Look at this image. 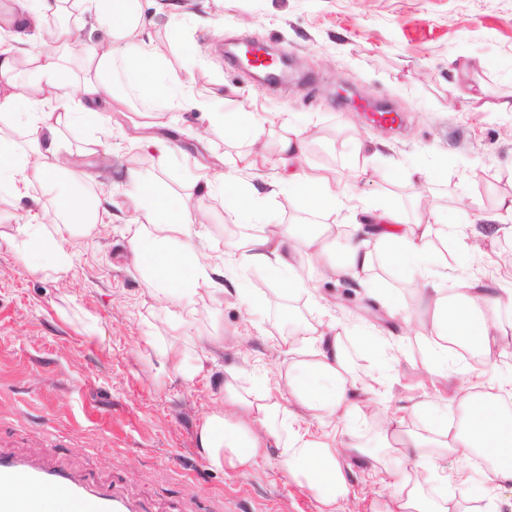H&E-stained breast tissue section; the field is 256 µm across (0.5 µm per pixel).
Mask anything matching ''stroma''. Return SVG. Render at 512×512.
I'll list each match as a JSON object with an SVG mask.
<instances>
[{
  "label": "stroma",
  "instance_id": "35a3bbf8",
  "mask_svg": "<svg viewBox=\"0 0 512 512\" xmlns=\"http://www.w3.org/2000/svg\"><path fill=\"white\" fill-rule=\"evenodd\" d=\"M144 32L165 44L172 65L189 62L197 85L224 95L225 111L244 102L258 114L287 113L308 129L312 143L303 165L334 170L357 195L392 192L408 204L400 181L406 170L426 162L439 169L437 195L475 199L493 206L494 189H512L503 171L512 163V113L490 111L512 97V0H224V18L211 23L206 0H191L190 19L169 35L164 16L145 0ZM253 38L274 56L297 62L310 85L289 83L279 90L257 84L246 70L224 59V47ZM482 83L484 109L450 101L454 85ZM346 85L361 102H382L401 113L396 129L366 120L357 106L336 96ZM203 112H112L101 127L67 132L70 161L106 184L126 169L154 176L167 190L189 197L209 213L203 232L207 252L225 257L224 202L197 184L200 168L228 169L244 151L242 143L207 127ZM97 138L108 152L86 154L84 140ZM170 148L160 157L150 139ZM130 198L112 194V222L102 233L71 239L77 255L64 274L35 272L10 244L19 215L54 208L52 196L32 184L19 203L0 207V451L63 462L67 472L123 497L135 512H318L312 490L299 486L276 460L245 471L211 467L197 445L206 412L220 406L226 368L249 362L276 375L288 333L284 315L293 304L308 320L321 309L308 297L285 301L274 292L268 272L250 269L247 285L264 299L265 314L251 326L233 295L188 314L190 336H220L224 349L194 382L163 369L155 348L170 342L172 309L152 299L128 247ZM512 253L503 233L488 255L463 269L484 287L504 278L501 260ZM322 293L347 296L336 317L347 325L369 323L384 311L361 287L314 272ZM96 324L97 334L86 331ZM400 348L381 365L356 338L348 347L357 373L374 399L344 437L372 443L376 422L419 401L445 404L449 422L462 373L459 361L446 374H427L426 348L417 325L396 323ZM345 465L354 488L337 512H365L380 490L367 466Z\"/></svg>",
  "mask_w": 512,
  "mask_h": 512
}]
</instances>
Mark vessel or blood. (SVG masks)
Masks as SVG:
<instances>
[{"label": "vessel or blood", "mask_w": 512, "mask_h": 512, "mask_svg": "<svg viewBox=\"0 0 512 512\" xmlns=\"http://www.w3.org/2000/svg\"><path fill=\"white\" fill-rule=\"evenodd\" d=\"M19 485L49 489L69 503L71 512H131L129 503L123 498L93 488L63 470L34 459L0 454V512H41L40 500L17 502L12 490Z\"/></svg>", "instance_id": "obj_1"}]
</instances>
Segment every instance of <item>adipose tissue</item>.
I'll use <instances>...</instances> for the list:
<instances>
[{"mask_svg":"<svg viewBox=\"0 0 512 512\" xmlns=\"http://www.w3.org/2000/svg\"><path fill=\"white\" fill-rule=\"evenodd\" d=\"M63 2L0 0V33L9 35L0 40V123L24 125L29 135L23 150L0 135V201L26 196L35 182L55 199L52 221L33 214L17 226L11 244L20 257L39 261L45 270L68 272L76 259L70 239L112 221L87 175L61 156L65 130L105 123L107 111L127 108L135 97L162 102L168 112L210 113L214 128L232 126L236 137L248 143L239 157L243 168H255L270 151L289 167L288 178L274 187L295 195L315 221L272 223L260 190L250 188L224 206L228 223L248 226L249 232L231 242L227 259L217 266L200 245L202 224L189 200L170 194L145 173L122 172L118 183L130 195L128 221L135 226L129 248L149 295L180 312L177 327H185V313L200 301H222L228 289L249 316L259 315L260 304L243 281L252 267L270 271L279 294L291 298L316 295L302 267H326L330 275L357 286L375 285L389 318L410 322L406 301L378 285L375 265L381 260L422 285L420 335L429 356L427 373L447 372L450 343L464 344L481 357L484 391L472 393L467 385L458 389L465 416L459 430L450 429L443 411L427 401L414 409L432 411V424L412 429L404 418L386 416L371 446L346 443L332 433L315 436L309 422H343L370 402L369 387L351 362L349 332L384 353L393 343L378 323L351 329L335 318L302 319L293 326L275 383L255 380L245 387L243 367L226 370L222 405L203 416L198 431L209 465L246 471L276 458L288 476L314 491L320 512H336L337 502L353 492L343 461L356 458L392 488L388 496L371 501L370 512H457L446 464L451 457L478 453L488 465L468 482L487 499V512H501L499 493L512 492V410L504 405L512 400V372L504 373L499 362L512 349V282L491 293L474 282L449 281L439 245L453 241L457 253L467 257L473 256L475 241L492 247L503 218H512V192L500 193L481 228L467 235L449 219L458 203L427 200L433 171L418 165L405 178L417 200L413 220H406L393 203L354 197L329 170L295 169L309 137L292 121L281 123L268 151L259 145L264 118L216 111L214 92L198 88L189 69H175L163 47L145 37L140 0H80L85 17L102 32L94 42L83 39L80 27L60 20ZM51 16L56 19L52 26L47 23ZM21 63L27 69L22 80L17 77ZM342 211L356 215V222L342 229L322 223V216Z\"/></svg>","mask_w":512,"mask_h":512,"instance_id":"obj_1","label":"adipose tissue"}]
</instances>
